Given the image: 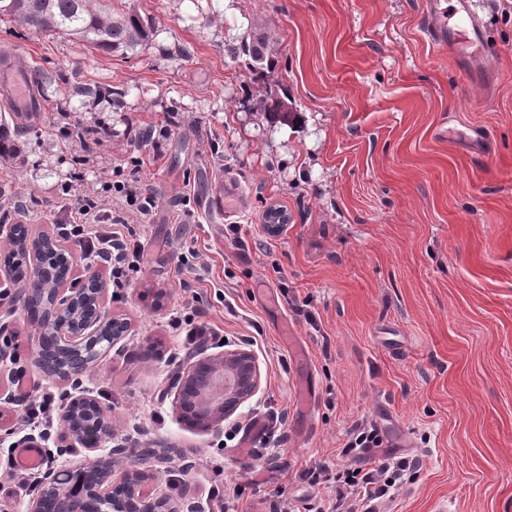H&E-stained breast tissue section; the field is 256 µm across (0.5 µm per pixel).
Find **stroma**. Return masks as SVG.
<instances>
[{"instance_id":"1","label":"stroma","mask_w":512,"mask_h":512,"mask_svg":"<svg viewBox=\"0 0 512 512\" xmlns=\"http://www.w3.org/2000/svg\"><path fill=\"white\" fill-rule=\"evenodd\" d=\"M151 28L146 48L104 54L0 16L44 103L38 123L9 128L20 154L0 162V208L30 233L60 235L78 195L126 180L128 125L173 119L150 165L157 208L130 229L140 270L106 307L130 326L87 387L111 414L114 444L136 438L189 449L156 484L213 512L255 483L237 512H314L333 489L303 479L335 465L359 422L404 437L421 462L385 512H512V0L488 23L501 74L473 88L423 30L422 0H112ZM264 41L265 75L241 67ZM108 123L106 152L84 181L78 127ZM488 132L473 164L443 131ZM289 220L264 229L268 208ZM218 328L198 344L174 316ZM255 354L257 394L229 424L248 429L262 404L288 417L255 454L190 429L172 408L173 361L224 348ZM33 477L0 464V512H18Z\"/></svg>"}]
</instances>
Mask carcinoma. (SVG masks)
<instances>
[{"mask_svg": "<svg viewBox=\"0 0 512 512\" xmlns=\"http://www.w3.org/2000/svg\"><path fill=\"white\" fill-rule=\"evenodd\" d=\"M0 14L15 18L35 33H54L81 42L89 49L110 54L147 45L149 24L132 13L112 15L110 0H100L98 8L87 0H0ZM244 66L250 71L263 68V43L247 42L242 48ZM6 120L0 121V161L18 155V148L7 137Z\"/></svg>", "mask_w": 512, "mask_h": 512, "instance_id": "carcinoma-1", "label": "carcinoma"}]
</instances>
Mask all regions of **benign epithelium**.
I'll return each instance as SVG.
<instances>
[{
    "label": "benign epithelium",
    "instance_id": "1",
    "mask_svg": "<svg viewBox=\"0 0 512 512\" xmlns=\"http://www.w3.org/2000/svg\"><path fill=\"white\" fill-rule=\"evenodd\" d=\"M57 247L48 233L29 236L14 245L8 259L25 264L26 279L5 275L13 289L11 301L36 306L42 294L53 297L35 321L31 363L42 377L56 384L79 383L91 364L72 363L49 369V347L79 350L90 340L101 341L98 352L112 349L128 332V324L110 316L105 307V288L96 268L88 265L81 280L60 282L56 288H39L42 256ZM20 361L13 346L9 324L0 321V363ZM173 385L179 388L173 405L180 418L200 432L218 434L224 420L258 391L259 366L246 350L228 349L209 355L202 362L177 369ZM62 434L54 449H46L41 462L39 494L28 501L24 512H182L166 493L154 487L158 469L146 466L137 447L111 448L100 452L98 444L112 440L113 421L100 403L88 394L66 400L61 413ZM82 448L88 452L80 478L69 483L70 470L59 458Z\"/></svg>",
    "mask_w": 512,
    "mask_h": 512
}]
</instances>
